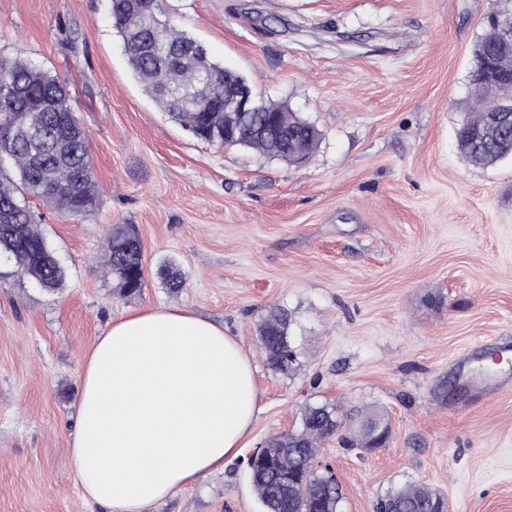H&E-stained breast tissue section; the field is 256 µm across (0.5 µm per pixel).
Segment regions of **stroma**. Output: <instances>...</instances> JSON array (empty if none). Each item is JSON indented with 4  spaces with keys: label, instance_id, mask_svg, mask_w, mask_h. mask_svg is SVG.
Masks as SVG:
<instances>
[{
    "label": "stroma",
    "instance_id": "1",
    "mask_svg": "<svg viewBox=\"0 0 512 512\" xmlns=\"http://www.w3.org/2000/svg\"><path fill=\"white\" fill-rule=\"evenodd\" d=\"M492 0H163L166 16L263 99L320 132L294 168L224 150L163 112L129 68L108 0H0V54L66 80L100 187L95 211L37 224L66 269L48 291L0 263V512H101L68 462L84 357L112 319L159 305L223 324L255 370L259 412L223 471L156 512H262L248 456L309 402L381 406L389 444L325 442L313 468L343 512L389 490L437 488L449 512H512V386L470 396L459 355L512 348V159L476 168L457 146L473 48ZM116 224L143 243L145 286L105 273ZM184 288H164V262ZM290 309L304 355L272 373L256 329ZM456 390L440 400L441 380Z\"/></svg>",
    "mask_w": 512,
    "mask_h": 512
}]
</instances>
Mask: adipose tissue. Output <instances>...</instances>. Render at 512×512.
Here are the masks:
<instances>
[{"instance_id":"ef3b65f1","label":"adipose tissue","mask_w":512,"mask_h":512,"mask_svg":"<svg viewBox=\"0 0 512 512\" xmlns=\"http://www.w3.org/2000/svg\"><path fill=\"white\" fill-rule=\"evenodd\" d=\"M257 412L250 359L223 326L148 308L113 319L86 355L70 466L105 512H155L223 470Z\"/></svg>"}]
</instances>
